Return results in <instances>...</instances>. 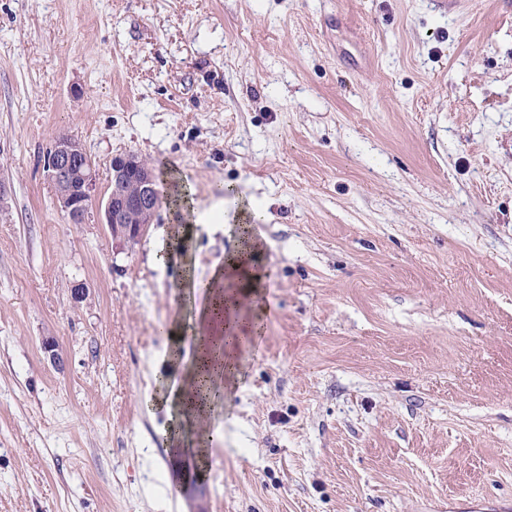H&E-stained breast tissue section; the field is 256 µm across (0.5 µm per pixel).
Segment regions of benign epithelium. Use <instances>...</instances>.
<instances>
[{
  "label": "benign epithelium",
  "mask_w": 512,
  "mask_h": 512,
  "mask_svg": "<svg viewBox=\"0 0 512 512\" xmlns=\"http://www.w3.org/2000/svg\"><path fill=\"white\" fill-rule=\"evenodd\" d=\"M112 189L103 216L111 233L128 242L137 241L163 204V194L154 169L138 155L128 152L112 157ZM44 170L56 188H67L61 208L74 224L85 220L95 199V164L86 151L76 149L69 136L53 138Z\"/></svg>",
  "instance_id": "obj_1"
}]
</instances>
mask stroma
Instances as JSON below:
<instances>
[{
	"instance_id": "obj_1",
	"label": "stroma",
	"mask_w": 512,
	"mask_h": 512,
	"mask_svg": "<svg viewBox=\"0 0 512 512\" xmlns=\"http://www.w3.org/2000/svg\"><path fill=\"white\" fill-rule=\"evenodd\" d=\"M58 135L266 214L190 440L144 399L238 227L71 223ZM0 181V512H512V0H0Z\"/></svg>"
}]
</instances>
